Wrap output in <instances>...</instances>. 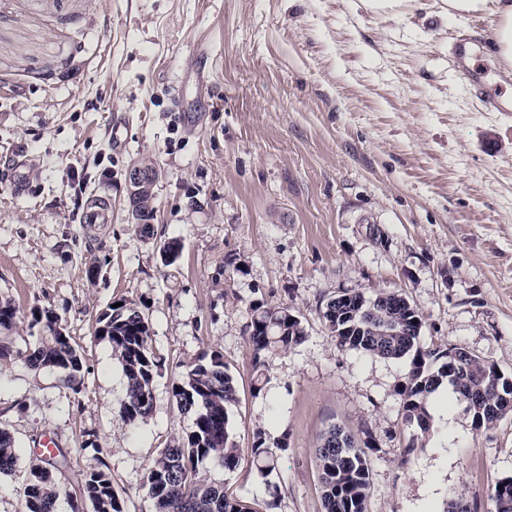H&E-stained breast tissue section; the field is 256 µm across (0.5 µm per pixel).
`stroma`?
Returning <instances> with one entry per match:
<instances>
[{"label": "stroma", "mask_w": 512, "mask_h": 512, "mask_svg": "<svg viewBox=\"0 0 512 512\" xmlns=\"http://www.w3.org/2000/svg\"><path fill=\"white\" fill-rule=\"evenodd\" d=\"M441 0H0V298L61 319L84 384L17 357L0 361V428L20 450L0 477V512H22L39 442L69 512L106 463L126 512H150L148 464L190 425L172 388L202 353L233 375L240 465L208 477L257 512H323L315 450L331 424L371 434L366 512H494L512 478V411L477 429L453 396L433 397L422 438L403 420L407 363L340 349L322 317L344 289L398 291L421 341L461 347L512 378V131L470 92L490 19L448 22ZM25 158L26 185L9 173ZM150 162L155 216H129L128 170ZM106 204L110 220L85 212ZM180 258L166 263L164 243ZM123 301L147 318L162 365L152 414L119 418L126 379L95 340ZM287 304L305 340L264 356L253 395L248 325ZM282 446L270 475L254 436Z\"/></svg>", "instance_id": "obj_1"}]
</instances>
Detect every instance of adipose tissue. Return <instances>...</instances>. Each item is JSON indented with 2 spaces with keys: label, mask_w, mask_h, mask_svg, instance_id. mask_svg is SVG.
Instances as JSON below:
<instances>
[{
  "label": "adipose tissue",
  "mask_w": 512,
  "mask_h": 512,
  "mask_svg": "<svg viewBox=\"0 0 512 512\" xmlns=\"http://www.w3.org/2000/svg\"><path fill=\"white\" fill-rule=\"evenodd\" d=\"M449 20L492 17V59L503 73H512V0H443Z\"/></svg>",
  "instance_id": "obj_1"
}]
</instances>
